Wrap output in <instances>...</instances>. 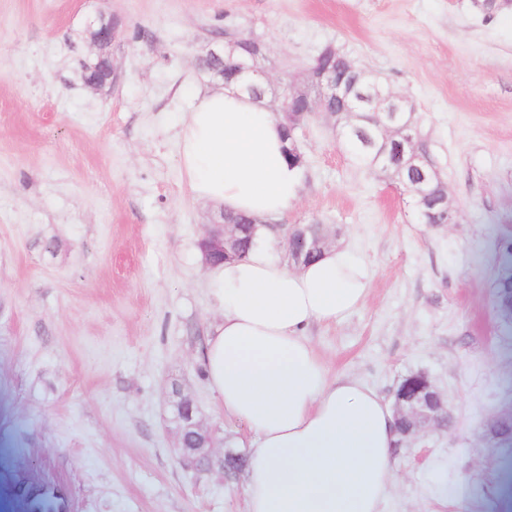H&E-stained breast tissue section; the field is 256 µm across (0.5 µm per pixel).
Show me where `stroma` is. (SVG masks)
<instances>
[{
    "label": "stroma",
    "instance_id": "stroma-1",
    "mask_svg": "<svg viewBox=\"0 0 512 512\" xmlns=\"http://www.w3.org/2000/svg\"><path fill=\"white\" fill-rule=\"evenodd\" d=\"M121 21L116 86L83 66L99 16ZM268 46L275 82L325 45L405 96L459 212L422 224L411 194L355 161L332 120L303 132L302 193L277 221L330 228L372 271L364 304L314 324L330 374L393 402L426 374L448 410L396 449L385 512H512V10L471 0H0V512L18 473L71 512H247L243 478L182 466L169 398L194 399L224 447L249 427L213 399V318L197 247L218 208L195 198L178 133L197 61L227 35Z\"/></svg>",
    "mask_w": 512,
    "mask_h": 512
}]
</instances>
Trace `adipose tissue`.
Here are the masks:
<instances>
[{"label":"adipose tissue","mask_w":512,"mask_h":512,"mask_svg":"<svg viewBox=\"0 0 512 512\" xmlns=\"http://www.w3.org/2000/svg\"><path fill=\"white\" fill-rule=\"evenodd\" d=\"M284 148L273 112L232 87L197 90L179 135L190 191L260 223L299 198L301 169ZM371 279L348 247L292 271L261 244L209 269L216 318L202 362L225 415L256 435L248 512H382L397 479L394 414L360 379L329 376L307 335L359 308Z\"/></svg>","instance_id":"ef3b65f1"}]
</instances>
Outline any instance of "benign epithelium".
Wrapping results in <instances>:
<instances>
[{
  "mask_svg": "<svg viewBox=\"0 0 512 512\" xmlns=\"http://www.w3.org/2000/svg\"><path fill=\"white\" fill-rule=\"evenodd\" d=\"M472 4L486 16L505 9L512 10V0H472ZM119 35L120 29L113 27L112 21L105 20L103 16L99 18L97 26L91 28V40L97 47V54L90 70L96 71L101 67L106 77L101 81H87L89 87L100 90L118 80V72L112 60V44ZM266 54V45L259 41L254 53L238 59L239 73L251 80V84L245 86L246 90L254 89L252 82L265 77L261 62ZM264 91L273 94L276 102L274 111L278 117L287 119L289 127L300 132L306 126V121L312 120L323 111L326 102L333 101L336 108L330 115L340 127L341 135L345 136L355 127L364 106H369L371 122L377 135L393 147L403 167L416 169L421 174L420 186L411 187L409 191L420 202H430L428 187L434 181L441 180V176L425 148L419 130L402 118V113L410 111V103L404 96L377 83L369 85V91L365 93L356 84L339 81L327 71L319 70L313 65L305 69L301 80L279 84L275 88L267 82ZM432 207L441 212V223H457L458 213L449 204L446 193H441L437 201L432 203ZM212 225L213 229L198 242L204 266H214L240 258L236 226L222 220H214ZM328 246L329 239L312 233L309 225L297 224L289 230L288 256L297 266L322 253ZM169 405L173 420L180 424L179 460L185 467L196 468L204 459L210 466L218 464L221 475L227 480L242 472L245 463L243 453L226 448L220 456H215L213 448L216 447L217 440L211 431L202 426L198 409L190 396L176 387L172 390ZM394 410L402 442L425 424L443 420L445 413L439 391L423 373L407 378L402 384L395 394Z\"/></svg>",
  "mask_w": 512,
  "mask_h": 512,
  "instance_id": "1",
  "label": "benign epithelium"
}]
</instances>
